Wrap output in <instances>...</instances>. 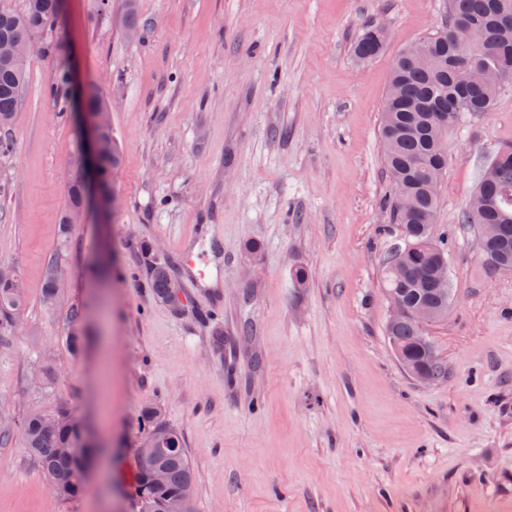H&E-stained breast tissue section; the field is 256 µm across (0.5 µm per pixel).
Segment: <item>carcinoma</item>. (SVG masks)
I'll return each mask as SVG.
<instances>
[{"label": "carcinoma", "mask_w": 512, "mask_h": 512, "mask_svg": "<svg viewBox=\"0 0 512 512\" xmlns=\"http://www.w3.org/2000/svg\"><path fill=\"white\" fill-rule=\"evenodd\" d=\"M63 12V0H25L20 11L0 5V42L14 46L20 56L0 58V132L10 129L22 102L26 63L36 35L53 30ZM472 26L474 43L455 38L459 24ZM428 49L430 60L414 55L417 46ZM396 56L382 109L381 147L392 180L390 220L399 226L402 244L394 247L382 269L384 292L408 308L429 307L437 313L435 322L448 318L452 304L451 284L435 280L434 263L448 261L444 243L432 234L440 188L448 157L439 144L444 135L435 112L449 100L463 102L457 121L492 110L501 87L512 81V0H448V20L439 33L427 37ZM383 49L372 30L356 41L354 54L361 61L375 58ZM120 153L112 132H107L98 167L100 183L110 186L112 171ZM484 170L464 214V222L479 226L493 224L495 232L482 240L486 267L498 272L512 269V157L492 160ZM141 257L150 274L157 298L166 299L176 291L166 267L147 254ZM62 288L49 266L41 286L45 307L54 308ZM26 304L25 297L0 285V329L12 326ZM388 341L400 346L406 360L429 382L448 378V367L438 356L428 331L405 317L386 324ZM146 434L158 445L155 464L166 480L153 483L150 471L135 474V493L154 512H170L177 500L193 491L194 473L183 448L182 436L164 425L153 407L142 412ZM31 458L53 492L67 499L82 493L87 482L93 449L82 438L77 420L69 408L60 406L53 415L31 413L19 422Z\"/></svg>", "instance_id": "cac0c4a2"}]
</instances>
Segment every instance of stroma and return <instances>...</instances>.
Wrapping results in <instances>:
<instances>
[{"label": "stroma", "instance_id": "35a3bbf8", "mask_svg": "<svg viewBox=\"0 0 512 512\" xmlns=\"http://www.w3.org/2000/svg\"><path fill=\"white\" fill-rule=\"evenodd\" d=\"M125 4L64 0L60 26L35 39L14 149L0 156V261L26 292L0 337V512H136L147 405L183 437L197 512H512V271L487 273L463 221L512 143V83L448 132L433 233L455 299L429 328L448 379L426 384L385 333L381 269L400 232L379 128L395 57L439 31L448 0H136L138 38ZM381 23L382 52L357 61L354 41ZM90 83L121 162L108 209L89 201L65 238L84 132L55 98ZM215 234L224 277L192 286L187 252ZM146 242L182 309L155 298ZM101 256L112 274L90 279ZM52 263L67 278L49 309ZM63 404L117 451L70 499L17 426ZM50 265L45 274L41 286V298L45 307L55 308L61 300L62 288L54 277V267ZM55 275L57 279L63 284L65 280V270L61 266H56Z\"/></svg>", "mask_w": 512, "mask_h": 512}]
</instances>
